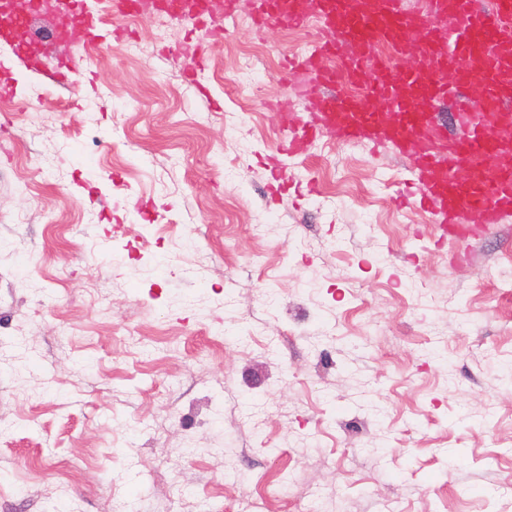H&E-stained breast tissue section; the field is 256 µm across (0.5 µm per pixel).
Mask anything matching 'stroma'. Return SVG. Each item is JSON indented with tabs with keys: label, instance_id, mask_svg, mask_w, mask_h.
<instances>
[{
	"label": "stroma",
	"instance_id": "1",
	"mask_svg": "<svg viewBox=\"0 0 512 512\" xmlns=\"http://www.w3.org/2000/svg\"><path fill=\"white\" fill-rule=\"evenodd\" d=\"M251 10L190 79L152 9L90 76L14 67L0 512H512V215L443 244L392 151H281L314 30Z\"/></svg>",
	"mask_w": 512,
	"mask_h": 512
}]
</instances>
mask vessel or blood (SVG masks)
I'll use <instances>...</instances> for the list:
<instances>
[{
  "mask_svg": "<svg viewBox=\"0 0 512 512\" xmlns=\"http://www.w3.org/2000/svg\"><path fill=\"white\" fill-rule=\"evenodd\" d=\"M238 0H155L173 19L232 17ZM143 0H110L107 12L72 0L70 24L57 30L41 61L45 79L78 73L105 39L114 15L132 17ZM256 30L315 24L312 47L289 57L292 92L309 101L298 119L287 98L274 106L289 129L286 149L306 152L319 136L392 147L420 187L417 202L448 236L512 212V0H254Z\"/></svg>",
  "mask_w": 512,
  "mask_h": 512,
  "instance_id": "vessel-or-blood-1",
  "label": "vessel or blood"
}]
</instances>
